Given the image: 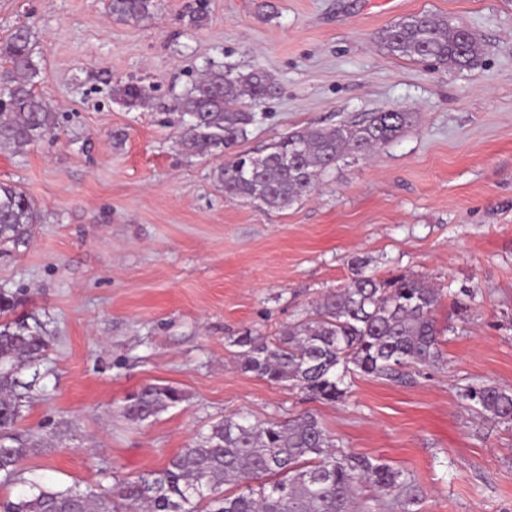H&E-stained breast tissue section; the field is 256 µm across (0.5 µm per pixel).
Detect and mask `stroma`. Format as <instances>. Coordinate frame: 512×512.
I'll return each mask as SVG.
<instances>
[{
    "mask_svg": "<svg viewBox=\"0 0 512 512\" xmlns=\"http://www.w3.org/2000/svg\"><path fill=\"white\" fill-rule=\"evenodd\" d=\"M424 11L475 35L470 68L383 48L381 29ZM21 26L56 121L25 153L0 151V181L41 210L28 244L0 246V291L49 342L22 374L14 433L48 443L23 478L109 488L230 413L310 410L341 448L412 474L421 512H512V421L464 398L475 383L512 390V0H161L142 20L113 18L107 0H0V41ZM212 64L277 85L238 153L375 112L413 123L286 208L231 198L221 156L185 154L173 110ZM131 81L148 107L116 97ZM358 268L440 290L437 363L352 376L336 403L239 367L244 329L278 336ZM147 384L185 399L131 422L119 406Z\"/></svg>",
    "mask_w": 512,
    "mask_h": 512,
    "instance_id": "35a3bbf8",
    "label": "stroma"
}]
</instances>
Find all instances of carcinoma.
Returning <instances> with one entry per match:
<instances>
[{
    "label": "carcinoma",
    "instance_id": "cac0c4a2",
    "mask_svg": "<svg viewBox=\"0 0 512 512\" xmlns=\"http://www.w3.org/2000/svg\"><path fill=\"white\" fill-rule=\"evenodd\" d=\"M158 3L108 0V12L119 20L140 19ZM379 41L399 58L442 66L463 67L480 52L467 29L427 12L386 27ZM38 75L32 32L20 26L0 44V149L22 154L54 134L52 112L35 93ZM275 90L261 69L232 74L218 66L175 104L189 117L181 138L185 152H226L218 168L224 193L270 208L311 194L341 156L365 154L397 138L413 121L410 112H376L362 123L289 134L256 156L229 153L255 120L252 107ZM117 93L130 107L149 97L145 86L133 82ZM38 223L35 201L19 186L0 182V245L27 244ZM438 306V291L421 279L379 280L357 270L345 287L325 295L304 320L277 338L246 329L234 343L241 348L242 370L336 403L347 394L350 374L381 376L403 366L436 363L441 357ZM14 307L13 298L0 293V482H19L22 489L12 498H0V512H356L362 487L371 490L364 497L366 512H420L422 493L411 474L346 452L311 412L263 424L244 412L228 415L162 469L110 491L76 485L55 489L22 478L20 463L38 448L13 435L24 407L20 374L41 359L48 340L40 325L7 319ZM465 398L493 418L512 421V391L485 383L468 387ZM183 399L174 386L148 384L131 393L121 411L144 422ZM228 484L243 490L229 494L224 491Z\"/></svg>",
    "mask_w": 512,
    "mask_h": 512
}]
</instances>
